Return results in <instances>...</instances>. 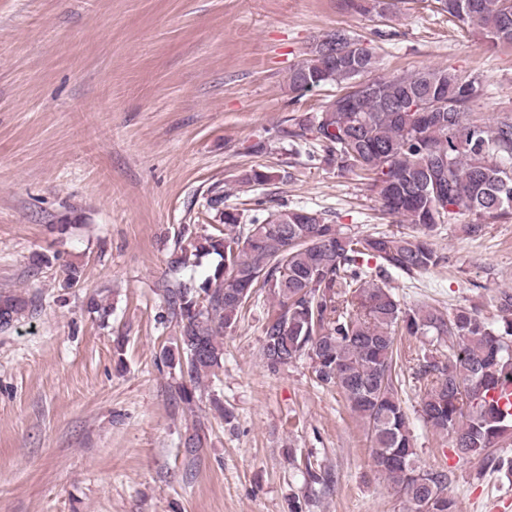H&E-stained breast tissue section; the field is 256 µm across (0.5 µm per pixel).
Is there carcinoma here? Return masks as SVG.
<instances>
[{"label":"carcinoma","instance_id":"cac0c4a2","mask_svg":"<svg viewBox=\"0 0 512 512\" xmlns=\"http://www.w3.org/2000/svg\"><path fill=\"white\" fill-rule=\"evenodd\" d=\"M461 29L491 48L512 47V0H435ZM357 13L385 14L397 0H346ZM336 54L312 41L306 57L288 70L297 103L310 87L341 92L319 110L288 118L272 138L293 147L312 137L323 160L365 181L385 215L415 226V234L355 236L342 232L325 211L286 205L269 211L257 199L255 214L221 212L220 224L197 234L182 228L171 266L217 256L196 284L164 288L159 322H176L179 342L162 348V363L179 372L178 397L192 391L224 361V333L263 289L274 311L262 328V359L275 373L302 358L314 382L334 387L359 418L370 440L373 465L403 498L407 512H459L445 494L448 472L417 462L407 414L398 396L401 356L396 336H429L432 349L417 358L420 416L425 426L454 438V448L512 474V458L495 455L512 434V413L495 393L512 383V291L497 297L498 319L474 307L452 313L422 305L404 308L392 292V275L412 278L446 262L431 237L459 215L470 236L512 220V115L486 123L471 118L482 95L478 75L448 67H423L376 76L371 42L337 29ZM274 180L262 165L238 175L249 186ZM375 261L370 266L369 261ZM26 306L0 296V325ZM198 422L184 442L203 447Z\"/></svg>","mask_w":512,"mask_h":512}]
</instances>
